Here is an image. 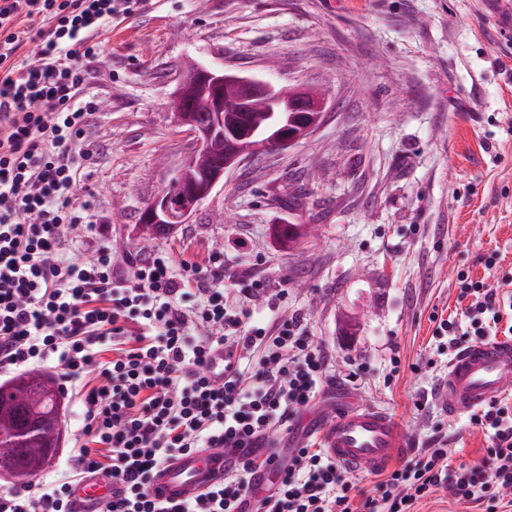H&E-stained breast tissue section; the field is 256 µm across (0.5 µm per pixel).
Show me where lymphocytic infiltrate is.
<instances>
[{"mask_svg": "<svg viewBox=\"0 0 512 512\" xmlns=\"http://www.w3.org/2000/svg\"><path fill=\"white\" fill-rule=\"evenodd\" d=\"M143 0H0V371L59 368L62 394L81 389L85 438L65 464L70 481L0 488V512H73L75 482L104 477L119 488L105 512H412L435 490L485 512H512V410L491 400L472 414L491 446L480 464L451 466L441 429L366 494L320 448L258 459L269 432L292 430L322 395L331 363L301 314L279 312L283 291L260 279L230 306L224 259L175 267L169 256L129 255L111 245L78 259L68 233L93 226L72 207L84 153L74 145L93 110L90 67L114 19ZM461 319L435 318L455 353L466 336L496 332L498 289L461 276ZM224 352V377L210 372ZM236 448L240 463L221 485L168 505L151 493L154 474L177 455ZM273 478L256 494L250 476Z\"/></svg>", "mask_w": 512, "mask_h": 512, "instance_id": "obj_1", "label": "lymphocytic infiltrate"}]
</instances>
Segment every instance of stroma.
Returning a JSON list of instances; mask_svg holds the SVG:
<instances>
[{
    "instance_id": "35a3bbf8",
    "label": "stroma",
    "mask_w": 512,
    "mask_h": 512,
    "mask_svg": "<svg viewBox=\"0 0 512 512\" xmlns=\"http://www.w3.org/2000/svg\"><path fill=\"white\" fill-rule=\"evenodd\" d=\"M511 19L512 0H148L92 65L75 204L97 223L75 256L122 241L201 268L220 252L232 274L287 289L281 312L307 318L336 381L273 435L275 450L319 447L321 410L355 399L387 410L414 443L441 426L452 465L479 463L487 433L429 399L447 356L425 374L411 367L437 354L432 315L466 307L459 272L493 287L512 279V69L498 64L512 58L499 35ZM190 58L318 89L324 117L309 139L246 161L188 223L147 244L142 210L195 149L166 109ZM286 224L308 232L285 243ZM354 362L367 372L352 385ZM62 405L64 438L41 481L67 477L80 438L77 399Z\"/></svg>"
}]
</instances>
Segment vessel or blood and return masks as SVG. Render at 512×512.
<instances>
[{
    "instance_id": "1",
    "label": "vessel or blood",
    "mask_w": 512,
    "mask_h": 512,
    "mask_svg": "<svg viewBox=\"0 0 512 512\" xmlns=\"http://www.w3.org/2000/svg\"><path fill=\"white\" fill-rule=\"evenodd\" d=\"M512 395V342L484 339L463 347L449 362L434 396L448 415L478 408L491 399ZM319 435L327 455L351 472L372 473L387 467L409 450L396 421L369 404L335 409ZM238 458L234 448L215 453L196 450L161 468L152 483L160 500L179 502L199 496L221 483L224 470ZM116 488L111 482L88 479L73 490L76 512H95Z\"/></svg>"
}]
</instances>
